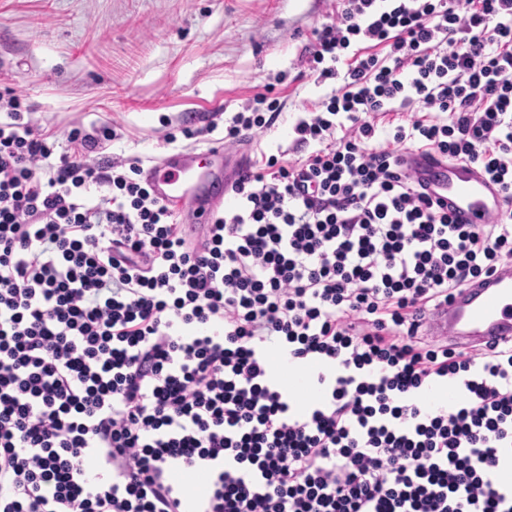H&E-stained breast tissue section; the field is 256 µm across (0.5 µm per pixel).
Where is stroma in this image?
<instances>
[{"label": "stroma", "mask_w": 512, "mask_h": 512, "mask_svg": "<svg viewBox=\"0 0 512 512\" xmlns=\"http://www.w3.org/2000/svg\"><path fill=\"white\" fill-rule=\"evenodd\" d=\"M340 0H0V85L34 104V121L66 139L82 126H115L100 156L151 164L187 140L166 132L212 127L272 90L286 108L252 136V160L292 151L295 121L336 81L301 77L313 31Z\"/></svg>", "instance_id": "obj_1"}]
</instances>
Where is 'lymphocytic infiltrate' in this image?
<instances>
[{
  "label": "lymphocytic infiltrate",
  "mask_w": 512,
  "mask_h": 512,
  "mask_svg": "<svg viewBox=\"0 0 512 512\" xmlns=\"http://www.w3.org/2000/svg\"><path fill=\"white\" fill-rule=\"evenodd\" d=\"M343 2L306 57L340 82L293 126L307 154L198 230L140 158H96L112 126L62 145L0 89V512H512V344L420 333L512 260V0ZM253 100L225 144L286 106ZM408 141L482 166L502 211L456 223ZM272 344L325 366L304 412ZM448 376L466 402L425 409Z\"/></svg>",
  "instance_id": "1"
}]
</instances>
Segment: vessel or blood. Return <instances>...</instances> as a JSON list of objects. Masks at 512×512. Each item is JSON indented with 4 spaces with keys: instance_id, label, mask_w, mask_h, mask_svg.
<instances>
[{
    "instance_id": "1",
    "label": "vessel or blood",
    "mask_w": 512,
    "mask_h": 512,
    "mask_svg": "<svg viewBox=\"0 0 512 512\" xmlns=\"http://www.w3.org/2000/svg\"><path fill=\"white\" fill-rule=\"evenodd\" d=\"M224 146L185 148L164 155L147 170L153 194L176 212L189 213L195 226L211 223L218 207L231 197L232 178L210 186L212 169L226 160ZM413 169L426 179L461 224H482L500 210L498 185L476 165L441 162L415 153ZM429 335L447 338L461 348L512 343V263L501 265L478 285L454 292L426 322Z\"/></svg>"
}]
</instances>
